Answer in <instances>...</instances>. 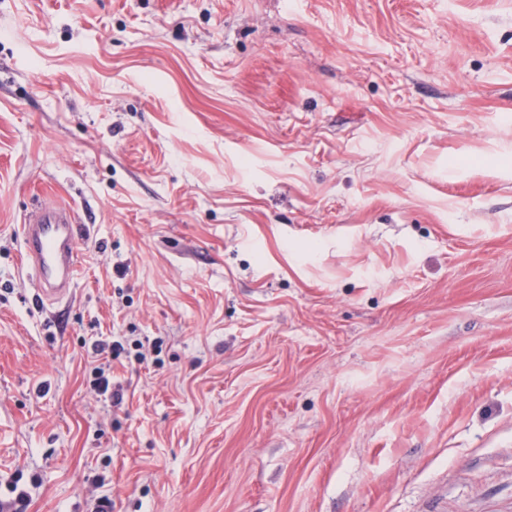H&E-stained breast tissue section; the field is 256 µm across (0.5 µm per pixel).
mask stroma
Returning a JSON list of instances; mask_svg holds the SVG:
<instances>
[{
	"label": "stroma",
	"instance_id": "1",
	"mask_svg": "<svg viewBox=\"0 0 512 512\" xmlns=\"http://www.w3.org/2000/svg\"><path fill=\"white\" fill-rule=\"evenodd\" d=\"M36 197L82 225L53 307ZM18 477L25 512H512V0H0ZM90 382L95 391L106 399H110L111 404H120L122 402L123 389L119 387L112 388V381L108 374H106V370L104 368L96 367L94 369V378Z\"/></svg>",
	"mask_w": 512,
	"mask_h": 512
}]
</instances>
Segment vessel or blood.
<instances>
[{"label": "vessel or blood", "instance_id": "obj_1", "mask_svg": "<svg viewBox=\"0 0 512 512\" xmlns=\"http://www.w3.org/2000/svg\"><path fill=\"white\" fill-rule=\"evenodd\" d=\"M22 258L37 275L40 297L49 301L63 296L77 273L79 225L65 207L42 205L22 227Z\"/></svg>", "mask_w": 512, "mask_h": 512}]
</instances>
